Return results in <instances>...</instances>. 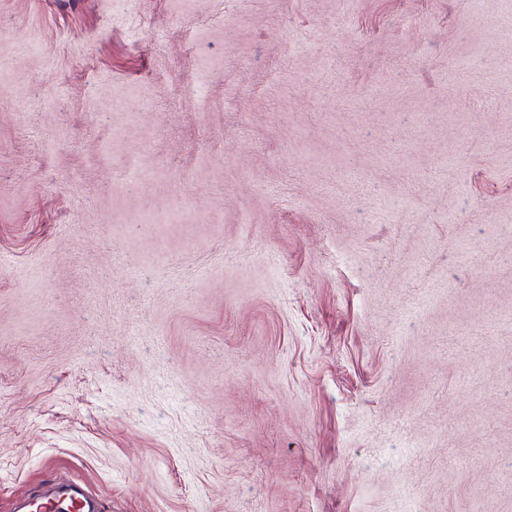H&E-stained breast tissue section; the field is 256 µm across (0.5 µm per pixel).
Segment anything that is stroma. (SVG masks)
Here are the masks:
<instances>
[{
    "mask_svg": "<svg viewBox=\"0 0 512 512\" xmlns=\"http://www.w3.org/2000/svg\"><path fill=\"white\" fill-rule=\"evenodd\" d=\"M0 33V512H512V0ZM65 491H45L16 512H102L100 502L76 482Z\"/></svg>",
    "mask_w": 512,
    "mask_h": 512,
    "instance_id": "obj_1",
    "label": "stroma"
}]
</instances>
